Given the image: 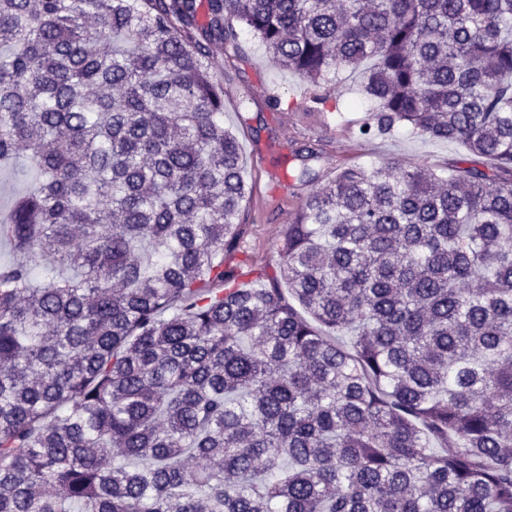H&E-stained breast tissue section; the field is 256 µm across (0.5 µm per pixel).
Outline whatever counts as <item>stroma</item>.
<instances>
[{
	"label": "stroma",
	"instance_id": "stroma-1",
	"mask_svg": "<svg viewBox=\"0 0 512 512\" xmlns=\"http://www.w3.org/2000/svg\"><path fill=\"white\" fill-rule=\"evenodd\" d=\"M240 45L239 57L232 59L223 49H214L208 66L224 90V124L236 133L241 146L247 188L241 257L253 267L276 266L278 241L301 200L325 186L338 169L395 158L422 160L440 171L467 155L461 144L431 141L405 129L357 139L352 130L370 104L361 97L355 78L344 77L329 92L340 101H357L356 109L340 115L312 112L310 85L283 70L253 36L242 35ZM273 96L279 98V106H270ZM306 145L319 148L322 157L315 164L318 180L303 185L289 178L288 171L296 163L295 150Z\"/></svg>",
	"mask_w": 512,
	"mask_h": 512
}]
</instances>
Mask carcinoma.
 <instances>
[{
    "label": "carcinoma",
    "mask_w": 512,
    "mask_h": 512,
    "mask_svg": "<svg viewBox=\"0 0 512 512\" xmlns=\"http://www.w3.org/2000/svg\"><path fill=\"white\" fill-rule=\"evenodd\" d=\"M0 0V512H512V0ZM361 73V139L271 270L206 67ZM112 49L103 45L114 39ZM293 178H317L315 148ZM38 175L32 173L29 179L20 178L9 169L0 168V214L8 212L13 204L24 196L37 181Z\"/></svg>",
    "instance_id": "1"
}]
</instances>
